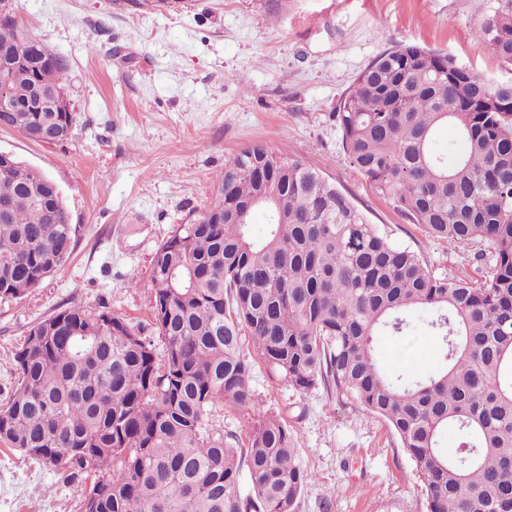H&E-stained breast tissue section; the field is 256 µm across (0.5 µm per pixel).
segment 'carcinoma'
<instances>
[{"mask_svg": "<svg viewBox=\"0 0 512 512\" xmlns=\"http://www.w3.org/2000/svg\"><path fill=\"white\" fill-rule=\"evenodd\" d=\"M474 34L512 66V0H495ZM66 72L62 56L0 19V87L47 100ZM23 117L35 141L71 133L48 109ZM336 124L375 195L434 238L490 249L484 280L437 273L318 168L247 144L216 178L210 208H224V222L178 224L154 253L164 354L110 311H56L14 354L0 442L71 476L112 468L92 489L95 512H296L312 476L288 421L257 413L251 345L271 377L300 393L322 384L386 422L428 512H512V80L399 44L341 95ZM448 125L462 142L454 153L433 147ZM5 202L0 298L17 299L67 261L76 227L48 177L16 158L0 172ZM258 209L272 217L261 238ZM416 315L440 338V367L384 368L376 337L409 335ZM219 402L257 414L246 446L207 427ZM450 428L467 435L455 455L441 446Z\"/></svg>", "mask_w": 512, "mask_h": 512, "instance_id": "cac0c4a2", "label": "carcinoma"}]
</instances>
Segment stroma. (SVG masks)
<instances>
[{"label": "stroma", "instance_id": "1", "mask_svg": "<svg viewBox=\"0 0 512 512\" xmlns=\"http://www.w3.org/2000/svg\"><path fill=\"white\" fill-rule=\"evenodd\" d=\"M493 0H180L154 11L132 0H19L18 24L68 66L70 137L34 142L0 129V151L48 176L77 228L68 261L38 288L0 300V403L29 329L60 306L107 309L151 335L153 255L174 225L199 222L217 172L260 142L316 165L395 244L438 272L480 279L476 248L429 237L376 198L340 146L336 104L380 52L415 44L486 80H512L474 37ZM377 356L413 375L441 364L421 326L380 336ZM262 411L284 417L312 476L297 512H427L415 465L396 435L325 388L304 393L254 361ZM206 422L239 447L253 415L215 405ZM94 477L71 481L0 444V512H82Z\"/></svg>", "mask_w": 512, "mask_h": 512}]
</instances>
